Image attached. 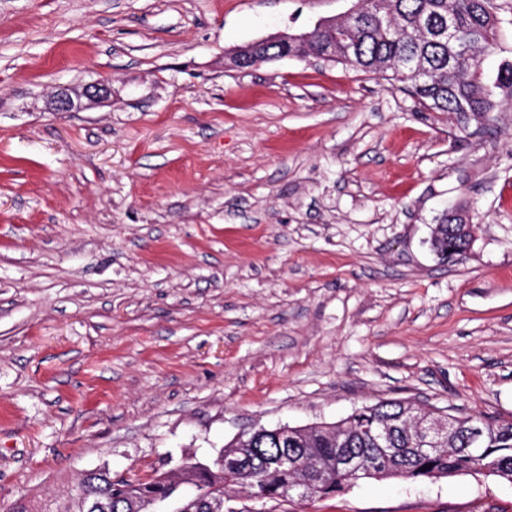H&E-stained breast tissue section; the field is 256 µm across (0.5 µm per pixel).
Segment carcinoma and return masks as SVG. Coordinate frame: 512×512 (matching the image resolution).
I'll use <instances>...</instances> for the list:
<instances>
[{
    "label": "carcinoma",
    "mask_w": 512,
    "mask_h": 512,
    "mask_svg": "<svg viewBox=\"0 0 512 512\" xmlns=\"http://www.w3.org/2000/svg\"><path fill=\"white\" fill-rule=\"evenodd\" d=\"M355 13L346 38L336 50V61L355 70L378 75L401 89L426 110L455 112L490 119L500 101L494 90L512 96V62L500 65L492 82L481 69L482 54L500 49L497 6L493 0H354ZM453 15L456 42L435 34ZM291 40L267 50V57L304 59L315 55L329 37L322 22ZM471 234L457 225H436L433 249L443 256H461L470 247ZM424 411L404 400H382L356 409L345 420L296 427L288 448L297 456L294 468L278 464L275 435L247 434L238 454L250 460L245 473L224 469L223 455L208 463H185L174 472L141 480L114 479L95 472L82 483L86 496L75 498L66 512H90L100 501L107 512H208L213 489L244 488L262 501L291 502L288 487L302 478L317 481L312 492L294 489L301 500L328 498L363 479L401 478L412 482L455 475L496 477L512 483V419L482 415L455 417L454 427L432 444L420 430ZM482 431L481 443L472 436ZM350 455L375 464L376 473L354 474L340 465Z\"/></svg>",
    "instance_id": "carcinoma-1"
}]
</instances>
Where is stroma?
Returning a JSON list of instances; mask_svg holds the SVG:
<instances>
[{"instance_id": "stroma-1", "label": "stroma", "mask_w": 512, "mask_h": 512, "mask_svg": "<svg viewBox=\"0 0 512 512\" xmlns=\"http://www.w3.org/2000/svg\"><path fill=\"white\" fill-rule=\"evenodd\" d=\"M351 5L0 0V512L386 399L512 418V105L483 124L340 63L227 65ZM94 80L108 103L47 110ZM264 509L512 512V484ZM445 222V221H444ZM440 222L434 230L431 240L433 249L443 256H448V249L457 256L463 255L470 247L471 234L463 233L461 227L448 224H462L463 227H470L467 218L458 212L448 213V224Z\"/></svg>"}]
</instances>
